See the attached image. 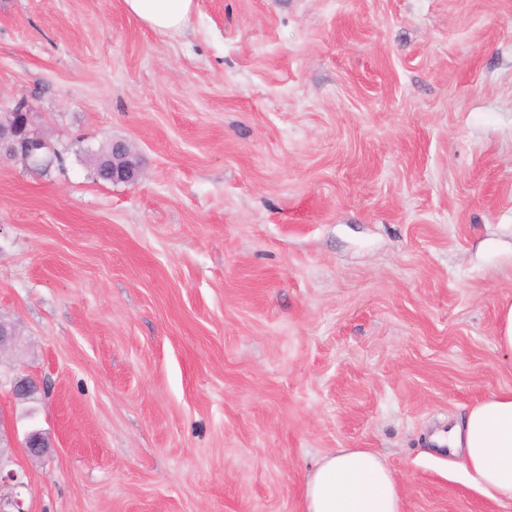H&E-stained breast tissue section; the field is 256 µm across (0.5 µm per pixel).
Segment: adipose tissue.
Wrapping results in <instances>:
<instances>
[{
	"instance_id": "adipose-tissue-1",
	"label": "adipose tissue",
	"mask_w": 512,
	"mask_h": 512,
	"mask_svg": "<svg viewBox=\"0 0 512 512\" xmlns=\"http://www.w3.org/2000/svg\"><path fill=\"white\" fill-rule=\"evenodd\" d=\"M129 14L154 30L184 27L194 0H123ZM461 456L467 482L499 503H512V389L467 406L461 418L433 438ZM305 512H403L399 483L380 456L366 448H339L324 456L304 483Z\"/></svg>"
}]
</instances>
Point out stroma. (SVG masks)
<instances>
[{
    "label": "stroma",
    "mask_w": 512,
    "mask_h": 512,
    "mask_svg": "<svg viewBox=\"0 0 512 512\" xmlns=\"http://www.w3.org/2000/svg\"><path fill=\"white\" fill-rule=\"evenodd\" d=\"M0 421L26 512H304L377 452L403 512H512L430 436L512 388V0H0ZM128 142L142 174L98 179ZM48 438L28 456L27 432ZM129 14L154 30L184 27L195 8L194 0H123ZM47 146L32 128L31 113L25 100L17 101L0 122V157L20 158L28 166L47 162ZM496 344L505 353L512 354V304L505 305L501 310Z\"/></svg>",
    "instance_id": "1"
}]
</instances>
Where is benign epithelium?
I'll return each mask as SVG.
<instances>
[{
	"label": "benign epithelium",
	"instance_id": "1",
	"mask_svg": "<svg viewBox=\"0 0 512 512\" xmlns=\"http://www.w3.org/2000/svg\"><path fill=\"white\" fill-rule=\"evenodd\" d=\"M47 146L32 128L31 113L26 101H17L6 117L0 120V154L5 152L10 158H19L29 166H42L47 162ZM142 174L140 159L123 140L112 142V182L130 183ZM14 397L25 399L38 391L37 382L25 374H15L8 378ZM24 448L32 457L46 453L48 442L40 431L27 433Z\"/></svg>",
	"mask_w": 512,
	"mask_h": 512
}]
</instances>
